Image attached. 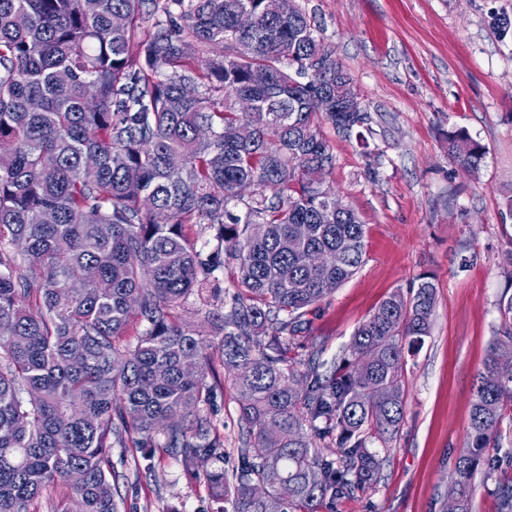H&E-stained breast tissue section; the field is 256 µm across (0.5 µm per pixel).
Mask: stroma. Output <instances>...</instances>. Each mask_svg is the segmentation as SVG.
I'll return each mask as SVG.
<instances>
[{
  "label": "stroma",
  "instance_id": "1",
  "mask_svg": "<svg viewBox=\"0 0 512 512\" xmlns=\"http://www.w3.org/2000/svg\"><path fill=\"white\" fill-rule=\"evenodd\" d=\"M297 2L348 68L369 121L357 137L320 123L332 154L324 185L357 212L365 255L309 314L288 359L347 356L356 327L388 295L432 277L436 309L430 336L406 367L401 434L378 451L379 482L339 501L336 512H444L475 376L503 335L512 299V33L494 27L496 16H512V0ZM451 129L484 146L478 174L449 157ZM217 374L224 394L215 417L229 469L241 421L231 373ZM490 454L496 472L478 487L473 512H497L495 489L512 480L511 423ZM112 463L124 476L121 512H213L206 484L188 480L171 458L150 473L116 445Z\"/></svg>",
  "mask_w": 512,
  "mask_h": 512
}]
</instances>
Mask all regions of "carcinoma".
I'll list each match as a JSON object with an SVG mask.
<instances>
[{
  "label": "carcinoma",
  "mask_w": 512,
  "mask_h": 512,
  "mask_svg": "<svg viewBox=\"0 0 512 512\" xmlns=\"http://www.w3.org/2000/svg\"><path fill=\"white\" fill-rule=\"evenodd\" d=\"M172 2L178 16L147 32L157 0H0V512H39L59 484L82 512H119L115 444L149 471L159 454L181 462L215 512H335L378 482L371 448L403 426L405 354L429 335L432 278L383 300L349 358L287 360L303 317L363 263L365 225L329 210L314 179L332 163L315 117L345 135L368 121L347 68L299 6L284 18L277 0ZM214 44L224 54L201 59ZM241 96L255 111L236 110ZM448 156L475 174L485 148L450 130ZM247 182L259 192L245 201ZM198 224L201 247L186 232ZM216 359L246 428L229 472ZM509 408L512 327L477 378L450 476L457 512H473L478 472L493 477ZM496 497L512 512V484Z\"/></svg>",
  "instance_id": "1"
}]
</instances>
